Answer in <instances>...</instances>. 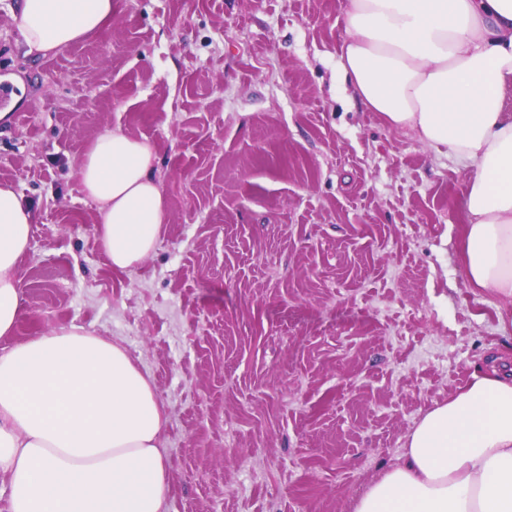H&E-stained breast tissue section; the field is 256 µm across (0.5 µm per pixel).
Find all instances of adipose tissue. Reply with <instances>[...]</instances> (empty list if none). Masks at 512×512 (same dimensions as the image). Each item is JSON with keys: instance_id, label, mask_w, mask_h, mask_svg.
<instances>
[{"instance_id": "ef3b65f1", "label": "adipose tissue", "mask_w": 512, "mask_h": 512, "mask_svg": "<svg viewBox=\"0 0 512 512\" xmlns=\"http://www.w3.org/2000/svg\"><path fill=\"white\" fill-rule=\"evenodd\" d=\"M115 0H20L27 54L61 50L111 22ZM340 72L391 127L445 148L472 171L464 189L462 263L501 299L512 324V0H345ZM154 145L97 138L78 177L99 205L97 237L130 272L168 222ZM33 213L0 185V337L21 309L18 262ZM168 423L153 381L119 343L71 326L0 350V482L9 512H167L160 448ZM353 512H512V362L488 357L470 382L434 402L397 464Z\"/></svg>"}]
</instances>
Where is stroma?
Listing matches in <instances>:
<instances>
[{
  "instance_id": "1",
  "label": "stroma",
  "mask_w": 512,
  "mask_h": 512,
  "mask_svg": "<svg viewBox=\"0 0 512 512\" xmlns=\"http://www.w3.org/2000/svg\"><path fill=\"white\" fill-rule=\"evenodd\" d=\"M0 0V182L31 206L22 311L0 348L77 325L154 380L167 512H352L487 349L463 273L469 167L387 127L340 75L343 0H120L26 55ZM158 152L165 234L112 270L78 180L97 137Z\"/></svg>"
}]
</instances>
